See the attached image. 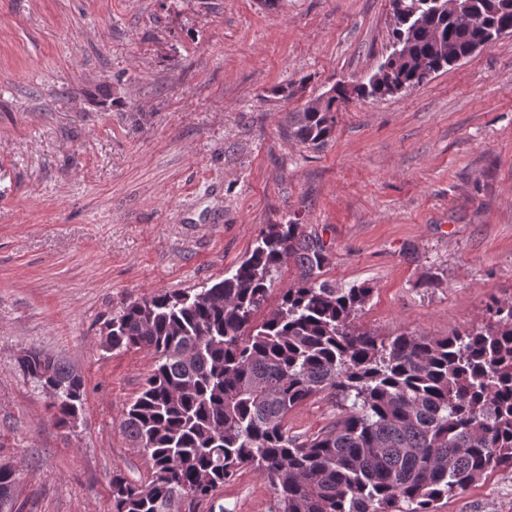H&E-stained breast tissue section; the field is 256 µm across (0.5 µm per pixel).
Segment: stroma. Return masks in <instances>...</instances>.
<instances>
[{
    "label": "stroma",
    "instance_id": "obj_1",
    "mask_svg": "<svg viewBox=\"0 0 512 512\" xmlns=\"http://www.w3.org/2000/svg\"><path fill=\"white\" fill-rule=\"evenodd\" d=\"M389 0H0V465L13 512H112V472L146 480L123 428L153 360L105 349L121 303L223 279L266 225L316 230L324 277L374 293L360 329L442 337L512 299V34L408 92L359 98L323 149L287 113L367 79L391 50ZM303 82L294 97L275 87ZM438 274L433 288L424 275ZM68 362L86 401L57 425L17 359ZM344 409L288 416L318 433ZM224 512H274L241 470ZM435 512H512V469Z\"/></svg>",
    "mask_w": 512,
    "mask_h": 512
}]
</instances>
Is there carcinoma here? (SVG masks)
Instances as JSON below:
<instances>
[{"instance_id":"obj_1","label":"carcinoma","mask_w":512,"mask_h":512,"mask_svg":"<svg viewBox=\"0 0 512 512\" xmlns=\"http://www.w3.org/2000/svg\"><path fill=\"white\" fill-rule=\"evenodd\" d=\"M424 2L392 8L388 71L336 83L324 103L288 113L291 138L319 150L352 97L414 89L456 64L455 52L512 28V0H462L461 16ZM287 263L297 278L257 319ZM328 264L316 231L268 224L221 281L112 312L105 348L154 359L123 420L151 475L112 473V512H198L244 467L268 481L275 512H435L443 497L512 468V300H493L487 322L449 336L381 337L355 325L374 288L337 287L323 278ZM18 364L57 394L58 424L82 411L84 382L69 364L36 349ZM325 392L347 415L292 434L288 415ZM16 481L1 465L0 512H13Z\"/></svg>"}]
</instances>
